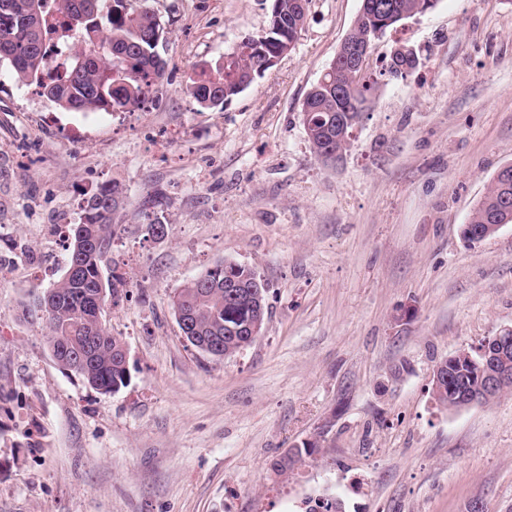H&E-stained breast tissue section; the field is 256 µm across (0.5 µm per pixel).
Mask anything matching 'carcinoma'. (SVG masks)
I'll use <instances>...</instances> for the list:
<instances>
[{"mask_svg": "<svg viewBox=\"0 0 512 512\" xmlns=\"http://www.w3.org/2000/svg\"><path fill=\"white\" fill-rule=\"evenodd\" d=\"M381 7L359 10L350 30L356 41L371 46L398 23L432 10L437 0H368ZM64 11L58 20L48 0H0V61H8L18 78L37 93L70 112H134L159 90L168 66L159 47L165 28L148 8L131 10L127 0H59ZM308 0H271L270 21L262 34L213 65L190 77L188 92L203 108L223 106L268 71L264 63L280 58L297 39L306 22ZM78 38L83 48L71 52L56 73L45 67L46 41ZM412 68L402 58L388 62L379 76L405 77ZM379 82L342 64L331 62L308 92L302 113L313 114L305 126L310 146L323 164H331L339 138L350 133L368 109ZM124 203V192L105 183L85 199L84 216L70 225L66 266L78 265L75 275L52 284L53 296L42 298L46 342L61 348L58 366L83 384L103 393H115L129 382L128 364L120 355L122 338L113 335L95 316L100 293L118 303L124 278L111 266L112 241L118 225L114 217ZM512 216V186L494 180L475 205L469 223L482 227ZM206 298L195 309L193 347L215 358L231 357L252 345L248 324L266 303V287L249 267L220 261L201 276L186 282L173 297V308L195 305L200 292ZM456 388L477 384L468 359L458 360ZM313 449L303 444L286 453L284 474Z\"/></svg>", "mask_w": 512, "mask_h": 512, "instance_id": "obj_1", "label": "carcinoma"}]
</instances>
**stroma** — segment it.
Returning a JSON list of instances; mask_svg holds the SVG:
<instances>
[{
  "label": "stroma",
  "mask_w": 512,
  "mask_h": 512,
  "mask_svg": "<svg viewBox=\"0 0 512 512\" xmlns=\"http://www.w3.org/2000/svg\"><path fill=\"white\" fill-rule=\"evenodd\" d=\"M131 6L167 28L139 111H64L0 62V512H305L323 495L345 512H512V395L454 411L431 383L512 326V224L462 237L512 164V0H438L376 41L369 70L401 45L420 63L383 82L334 167L301 109L361 0H309L293 49L221 109L189 79L262 34L270 0ZM104 182L125 190L126 285L104 321L130 374L107 394L57 366L32 305L64 272L59 225ZM222 260L260 275L269 313L214 361L170 300ZM456 357V355H452L435 365L431 377L433 389H440L441 391H443L446 382H450V373H452L451 367L455 365ZM452 392L453 391L448 392V385L446 384V389L443 393L433 392L434 400L438 405L448 408V396Z\"/></svg>",
  "instance_id": "35a3bbf8"
}]
</instances>
